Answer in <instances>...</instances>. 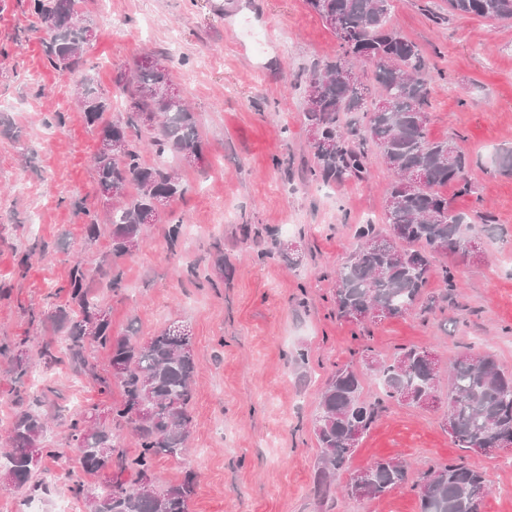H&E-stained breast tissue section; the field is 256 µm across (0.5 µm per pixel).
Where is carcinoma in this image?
<instances>
[{"instance_id":"obj_1","label":"carcinoma","mask_w":512,"mask_h":512,"mask_svg":"<svg viewBox=\"0 0 512 512\" xmlns=\"http://www.w3.org/2000/svg\"><path fill=\"white\" fill-rule=\"evenodd\" d=\"M393 0H307L309 7L334 32L340 51L315 67L306 78L303 116L324 149L310 145L313 165L309 175L325 183L367 179V145L394 174L386 191L383 224H359L357 246L335 272L334 295L339 317L359 324L373 306L391 315L427 313L437 299L426 294L434 276L457 287L448 264L436 266L435 256L466 252L468 234L476 224H490L489 214L469 217L452 208L442 189L451 185L458 196L471 193L470 158L447 139L429 136L431 87L426 79L427 59L418 46L388 26ZM454 13L512 19V0H447ZM82 0H29V12L45 26L43 54L55 71L65 73L77 86V104L88 126L98 129V145L90 157L98 190L105 198L110 226L111 260L101 271L111 292L122 288L118 261L133 254L130 245L141 243L143 217L158 202L184 197L187 186L167 164H147L140 139L131 134L145 126L155 154L177 157L187 166L203 158V138L195 112L186 99L164 93L173 83L169 67L153 55H144L131 74L115 78L116 87L130 92L125 116L106 120L112 103L102 97L85 72L86 23ZM372 64L371 77H352V61ZM420 169L423 183L404 186L403 175ZM66 303L53 315L55 331L65 337V354L73 369L91 376L99 385H116L121 402L112 418L95 412L79 413L69 424L68 443L79 452L81 472L71 473V490L85 496L87 512H188L195 494V478L161 485L154 476L157 459L180 457L187 451L192 416L189 404L197 372L192 338L187 326L176 322L139 340L112 336L107 310L91 287L84 263L70 266ZM93 347L110 352L109 364L120 369L104 377L89 359ZM16 394L27 390L29 350L21 342L6 349ZM425 349L400 346L389 357L373 359L380 390L363 395L353 363L336 368L321 388L319 412L312 430L320 448L314 495L331 493L337 474L348 469L362 439L388 404L399 401L407 387L422 385L437 390L440 375H433L423 358ZM60 362L58 350L46 344L38 364L49 370ZM448 418L445 428L460 448H512V370L504 369L489 353H460L448 370ZM46 421L32 409L13 417L8 430L11 447L0 452V473L8 471L18 486L26 484L43 459L60 450L42 446ZM132 430L137 448L130 452L117 441V432ZM372 475L370 498L380 499L411 483L419 490L418 512H478L480 495L488 485L482 472L455 459L416 471L396 458H376L367 465ZM103 473L106 488L86 491L83 475Z\"/></svg>"}]
</instances>
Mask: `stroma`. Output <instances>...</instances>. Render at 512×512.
<instances>
[{"mask_svg": "<svg viewBox=\"0 0 512 512\" xmlns=\"http://www.w3.org/2000/svg\"><path fill=\"white\" fill-rule=\"evenodd\" d=\"M444 0H394L390 25L415 42L430 64L429 134L454 139L473 161L471 195L456 211L480 210L491 227L476 225V251L454 268L457 287L430 278L440 298L434 313L409 314L365 326L336 314L334 275L355 247V224L381 216L389 171L369 159L362 182L324 184L305 173L312 164L302 116V82L317 63L334 58V32L306 0H112L101 17L91 0L82 9L96 32L85 47L97 88L118 119L127 103L113 83L140 56L163 58L186 93L203 133L204 158L185 169L188 191L168 209L182 222L177 245L165 227L147 226L138 251L120 262L124 286L104 294L113 335L145 339L169 321L187 323L198 366L187 452L162 458L155 473L166 483L196 475L189 512H418L417 496L402 485L381 499L344 496L346 476L330 499L313 494L318 444L310 422L318 392L337 366L354 363L364 381L373 370L366 352L385 355L403 345L433 351L449 367L465 349L488 352L512 370V177L496 171L512 151V20L445 14ZM44 25L28 0H0V345L26 341L30 354L59 343L49 316L53 292L65 285L74 260L91 280L110 238L88 241L85 209L103 211L89 157L98 134L75 103L73 80L45 63ZM63 113V126L48 122ZM299 242L298 258L275 252V241ZM27 273L18 259L33 244ZM224 279L206 276L216 251ZM198 266V276L187 273ZM41 325H30L31 317ZM306 362H298V352ZM30 390L51 418L46 440L61 449L20 488L0 487V512L30 497L45 512L71 505L86 512L62 472L79 465L68 447L71 418L87 405L120 401L118 387L100 389L68 362L42 372ZM442 412L390 404L349 463L384 456L434 465L458 458L484 472L489 492L480 512H512L497 493L512 472V449L478 453L457 447Z\"/></svg>", "mask_w": 512, "mask_h": 512, "instance_id": "stroma-1", "label": "stroma"}]
</instances>
